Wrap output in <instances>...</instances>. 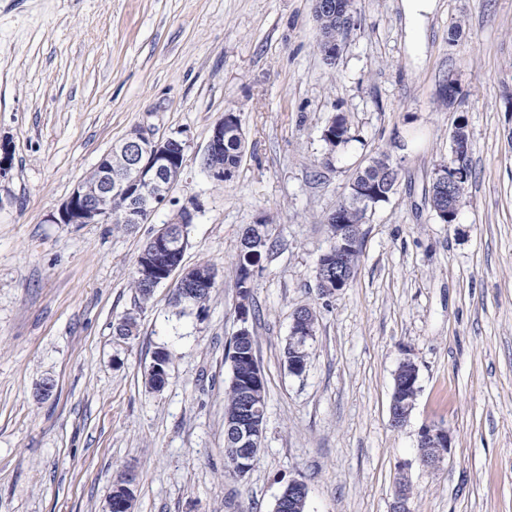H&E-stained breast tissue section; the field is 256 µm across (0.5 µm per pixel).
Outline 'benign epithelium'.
I'll return each instance as SVG.
<instances>
[{
	"instance_id": "obj_1",
	"label": "benign epithelium",
	"mask_w": 512,
	"mask_h": 512,
	"mask_svg": "<svg viewBox=\"0 0 512 512\" xmlns=\"http://www.w3.org/2000/svg\"><path fill=\"white\" fill-rule=\"evenodd\" d=\"M239 118L232 112L224 114L210 136L205 156L204 168L209 175L224 181V131L239 129ZM125 157L124 165L112 168V157L104 155L94 171L97 173L93 185L78 184L70 196L50 216L54 224H147L153 213L170 201V192L179 181L186 163V146L176 138L156 140L147 132L136 129L118 147ZM433 184L438 186L442 198H450L459 189L460 183L456 177L448 176V170L437 169ZM392 189L384 182L367 183L355 187V196L367 204L386 201ZM125 196L130 198L132 206L120 213L112 211V198ZM193 214L182 208L174 218L163 225L150 239L148 250L143 254L138 264V274L148 285L155 288L160 283L178 275L176 287L181 295L189 298L194 287L216 284L214 273L197 266L185 267L181 260L165 261V257L176 252L184 251L186 242L180 241L177 232L171 227L179 224H189ZM338 237H336V252L328 255V259L317 267L315 277L319 281L334 279L336 285L345 283L347 275L348 250L360 248L359 225L338 222ZM311 311L300 310L292 316L291 336L300 341H309L311 330L308 319ZM238 329L234 337L243 341L250 337L249 315L246 306L237 309ZM255 383L246 386L242 393V408L237 422L229 428L232 437L226 441L233 443L228 453V469L241 475L253 467L256 454L261 446L264 426L257 418L260 409V394L262 393V375L259 367H254ZM418 391V367L414 359L406 355L398 366L395 387L389 406L390 424L396 428L404 426L413 410V404L403 398L405 389ZM452 448V435L449 430L429 425L418 432L417 458L421 466L437 469L444 462ZM120 495L107 502V512L116 508L124 512H134V490L137 485V474L129 468L122 471ZM307 484L301 479H292L287 488L283 489L277 499L275 512H290L294 508L296 497L304 492ZM412 487L406 473V465H399L396 492L390 505L389 512H412L409 501Z\"/></svg>"
}]
</instances>
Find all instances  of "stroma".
<instances>
[{"label":"stroma","instance_id":"obj_1","mask_svg":"<svg viewBox=\"0 0 512 512\" xmlns=\"http://www.w3.org/2000/svg\"><path fill=\"white\" fill-rule=\"evenodd\" d=\"M355 9L329 65L313 0H0V143L12 154L0 178V512H106L128 467L134 512H273L294 478L306 512H389L403 463L412 512H512V0H436L414 41L401 0ZM228 112L245 151L225 183L201 159ZM339 113L351 140L333 149L322 130ZM462 118L473 178L456 223L442 224L427 189ZM135 129L186 144L172 204L146 224L52 223ZM382 153L399 181L367 213L350 286L321 296L326 218ZM182 206L194 214L183 263L214 268L211 299L177 315L167 282L136 311L137 257ZM260 221L279 239L250 313L265 433L234 478V257L242 227ZM304 305L318 325L295 375L283 350ZM131 311L138 333L117 339ZM161 348L171 364L154 391L145 373ZM406 354L419 392L395 428ZM433 424L453 441L429 471L416 445ZM395 387L391 395L389 406L390 424L396 428L404 426L413 410L414 402L407 403L403 398V391L409 388L411 391L418 392V367L414 359L405 355L398 366L396 377L394 378Z\"/></svg>","mask_w":512,"mask_h":512}]
</instances>
